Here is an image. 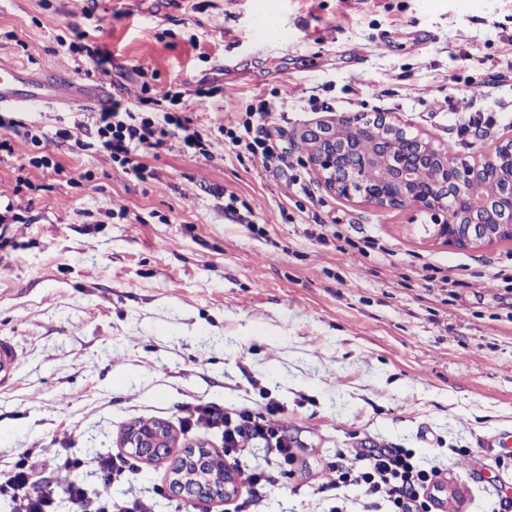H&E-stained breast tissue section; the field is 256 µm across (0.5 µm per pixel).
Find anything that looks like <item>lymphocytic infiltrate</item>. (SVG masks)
I'll list each match as a JSON object with an SVG mask.
<instances>
[{
	"mask_svg": "<svg viewBox=\"0 0 512 512\" xmlns=\"http://www.w3.org/2000/svg\"><path fill=\"white\" fill-rule=\"evenodd\" d=\"M153 105L164 108L162 118L142 112ZM195 101L184 92L167 91L161 97L137 96L135 105L113 100L110 107L99 112L88 140L74 139L73 133L82 129V121L72 128H60L56 138L75 140L82 150H91L108 157L124 173L141 176L143 159L150 150L162 146L168 138H177L183 153L202 155L210 159L223 152L226 144L244 146L251 158L273 172H287L288 157L280 150L272 133L263 122L278 114L276 103L258 100L256 112L260 124L243 121L235 128L221 129L219 137L206 140L193 127L190 118ZM274 407L257 411L247 407L216 411L207 405L190 408V425L224 429L225 457L246 455L254 443H263L275 455L286 476H295L296 456L283 426L274 420ZM69 476L60 484H48L43 489L34 486V468L27 459H20L14 471L0 482V495L10 499L11 512H50L55 494L61 493L77 506L79 512H153L152 501L145 499L115 500L108 495L89 497L83 483L73 477L78 464L65 459ZM330 469L336 475V487H360L363 493L361 512H441L440 494L447 478L443 468L419 459L409 448H385L376 444H360L340 455Z\"/></svg>",
	"mask_w": 512,
	"mask_h": 512,
	"instance_id": "1",
	"label": "lymphocytic infiltrate"
}]
</instances>
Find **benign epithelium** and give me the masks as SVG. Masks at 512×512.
Listing matches in <instances>:
<instances>
[{
    "mask_svg": "<svg viewBox=\"0 0 512 512\" xmlns=\"http://www.w3.org/2000/svg\"><path fill=\"white\" fill-rule=\"evenodd\" d=\"M308 162L325 185L337 194L386 210L420 209L434 212L432 235L451 247L490 246L512 240V139L495 146L473 162L461 164L434 140L412 135L384 112L355 113L321 120L302 133ZM372 167L389 173L385 180L365 177ZM427 168L440 170L433 184L421 181ZM494 172L499 176L496 198L475 201L472 183ZM169 426L146 431L130 427L122 445L139 458L153 462L173 453ZM193 467L205 468L207 456L195 446L178 455ZM171 492L198 512L234 492L232 470L219 481L173 479Z\"/></svg>",
    "mask_w": 512,
    "mask_h": 512,
    "instance_id": "1",
    "label": "benign epithelium"
}]
</instances>
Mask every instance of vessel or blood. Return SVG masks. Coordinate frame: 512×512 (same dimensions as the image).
Wrapping results in <instances>:
<instances>
[{
  "instance_id": "vessel-or-blood-1",
  "label": "vessel or blood",
  "mask_w": 512,
  "mask_h": 512,
  "mask_svg": "<svg viewBox=\"0 0 512 512\" xmlns=\"http://www.w3.org/2000/svg\"><path fill=\"white\" fill-rule=\"evenodd\" d=\"M101 92L75 86L65 79L39 78L26 69L0 64V109L23 108L31 104L102 102ZM16 350L11 339H0V388L15 374Z\"/></svg>"
}]
</instances>
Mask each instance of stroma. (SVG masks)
I'll list each match as a JSON object with an SVG mask.
<instances>
[{"label": "stroma", "instance_id": "1", "mask_svg": "<svg viewBox=\"0 0 512 512\" xmlns=\"http://www.w3.org/2000/svg\"><path fill=\"white\" fill-rule=\"evenodd\" d=\"M87 32L109 63L58 38ZM157 72L142 77L141 59ZM0 61L113 94L148 85L195 97L204 138L242 120L255 95L284 111L277 136L299 185L241 148L207 159L176 139L138 180L73 142L43 143L62 167H23L24 127L93 125L81 104L17 109L0 128V194L24 218L0 224V338L18 341L0 390V476L26 451L45 481L65 458L86 489L125 428L167 422L179 446L224 445L187 428V407L276 402L303 479L278 477L257 512H357L358 488L328 465L368 440L447 468L457 512L512 496L498 440L512 433V240L455 248L431 213L383 211L330 192L301 132L317 120L385 112L471 160L512 139V0H0ZM499 76L486 133H460L474 84ZM235 90L240 109H224ZM28 183H15L17 173ZM314 188L310 204L303 187ZM235 194L240 224L224 213ZM171 459L140 464L113 496H153L154 512H193L167 493Z\"/></svg>", "mask_w": 512, "mask_h": 512}]
</instances>
